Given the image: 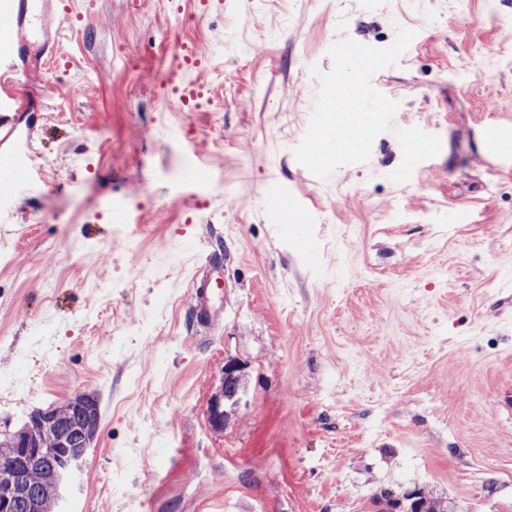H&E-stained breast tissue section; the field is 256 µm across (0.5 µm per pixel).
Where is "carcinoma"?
<instances>
[{
	"label": "carcinoma",
	"instance_id": "1",
	"mask_svg": "<svg viewBox=\"0 0 512 512\" xmlns=\"http://www.w3.org/2000/svg\"><path fill=\"white\" fill-rule=\"evenodd\" d=\"M46 412L54 419L51 429H41L29 420L19 428L27 435L28 445L43 452L29 473L26 486L13 498L9 512H54L68 484L59 472L55 450L58 433H68L72 447L88 448L98 430L99 406L84 409L76 397ZM408 501L406 512H453L448 502L422 491L410 494Z\"/></svg>",
	"mask_w": 512,
	"mask_h": 512
}]
</instances>
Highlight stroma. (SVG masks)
Listing matches in <instances>:
<instances>
[{"label": "stroma", "mask_w": 512, "mask_h": 512, "mask_svg": "<svg viewBox=\"0 0 512 512\" xmlns=\"http://www.w3.org/2000/svg\"><path fill=\"white\" fill-rule=\"evenodd\" d=\"M0 201V433L83 393L95 439L59 512H394L417 490L512 512V0H76ZM410 54L393 131L315 177L294 147L329 47ZM203 70L185 111L164 75ZM219 279L199 317L192 278ZM247 376L209 421L225 360Z\"/></svg>", "instance_id": "obj_1"}]
</instances>
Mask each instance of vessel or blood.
<instances>
[{
    "instance_id": "obj_1",
    "label": "vessel or blood",
    "mask_w": 512,
    "mask_h": 512,
    "mask_svg": "<svg viewBox=\"0 0 512 512\" xmlns=\"http://www.w3.org/2000/svg\"><path fill=\"white\" fill-rule=\"evenodd\" d=\"M19 30L18 37L0 47V139L14 132L12 115L28 101L19 87L27 81L31 67L52 48L64 21L59 0H8Z\"/></svg>"
}]
</instances>
